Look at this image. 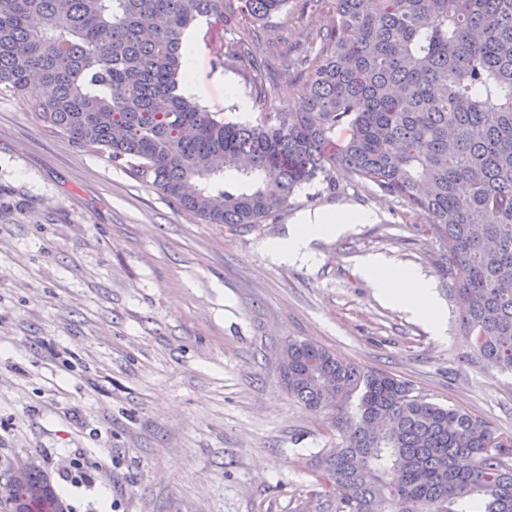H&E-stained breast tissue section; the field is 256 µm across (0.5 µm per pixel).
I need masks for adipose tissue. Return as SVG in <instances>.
Returning <instances> with one entry per match:
<instances>
[{"instance_id": "1", "label": "adipose tissue", "mask_w": 512, "mask_h": 512, "mask_svg": "<svg viewBox=\"0 0 512 512\" xmlns=\"http://www.w3.org/2000/svg\"><path fill=\"white\" fill-rule=\"evenodd\" d=\"M373 214L356 209L302 213L287 238L271 244V251L281 260L308 257L309 243L328 234H340L345 225L369 224ZM362 271L376 293L402 306L413 316L424 320L434 335H444L447 318L430 280L418 271H397L386 267L377 256L363 259Z\"/></svg>"}]
</instances>
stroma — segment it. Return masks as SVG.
Masks as SVG:
<instances>
[{"mask_svg": "<svg viewBox=\"0 0 512 512\" xmlns=\"http://www.w3.org/2000/svg\"><path fill=\"white\" fill-rule=\"evenodd\" d=\"M327 10L280 18L295 53ZM186 72L200 105L253 121L238 33L200 25ZM248 111H241V104ZM262 224H208L126 167L49 132L0 94V471L41 466L63 512H334L314 462L354 404L312 411L279 372L310 340L512 438V372L469 361L471 343L426 216L344 169ZM357 208L370 224L314 239L305 260L270 252L302 211ZM368 255L415 269L448 315L445 336L375 294ZM94 478L75 487V465Z\"/></svg>", "mask_w": 512, "mask_h": 512, "instance_id": "stroma-1", "label": "stroma"}]
</instances>
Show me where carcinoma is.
<instances>
[{"mask_svg":"<svg viewBox=\"0 0 512 512\" xmlns=\"http://www.w3.org/2000/svg\"><path fill=\"white\" fill-rule=\"evenodd\" d=\"M290 0H0V94L50 132L125 164L208 224H261L342 168L427 214L472 359L512 372V0H299L330 22L290 56L272 19ZM240 26L226 67H249L255 122L179 93L194 23ZM305 78L281 112L253 51ZM352 129L336 146V125ZM288 394L310 410L358 398L317 472L336 512H512V440L407 382L291 340ZM319 357L318 372L306 358Z\"/></svg>","mask_w":512,"mask_h":512,"instance_id":"1","label":"carcinoma"}]
</instances>
